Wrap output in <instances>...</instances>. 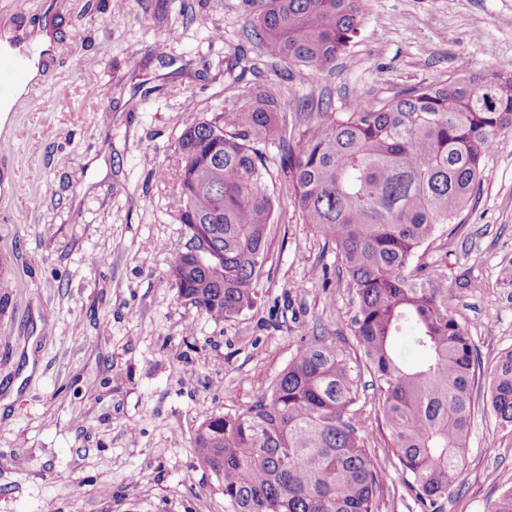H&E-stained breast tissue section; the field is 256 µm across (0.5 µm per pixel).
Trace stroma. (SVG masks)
Instances as JSON below:
<instances>
[{
  "instance_id": "35a3bbf8",
  "label": "stroma",
  "mask_w": 512,
  "mask_h": 512,
  "mask_svg": "<svg viewBox=\"0 0 512 512\" xmlns=\"http://www.w3.org/2000/svg\"><path fill=\"white\" fill-rule=\"evenodd\" d=\"M257 0H0V32L58 38L47 78L0 139V512H228L194 453L207 418L245 409L305 334L351 340L352 295L334 244L302 223L271 176L274 239L254 305L211 319L182 298L170 260L188 241L172 208L186 127L233 111L262 85L349 111L397 90L512 64V0H372L330 72L269 56L251 37ZM448 290L479 352L461 480L444 512H488L512 486V430L487 404L512 350V131L471 203L416 254ZM39 370L27 373L28 361ZM384 468L378 512H420L373 401L362 412Z\"/></svg>"
}]
</instances>
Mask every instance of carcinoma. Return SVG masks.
Here are the masks:
<instances>
[{"label": "carcinoma", "mask_w": 512, "mask_h": 512, "mask_svg": "<svg viewBox=\"0 0 512 512\" xmlns=\"http://www.w3.org/2000/svg\"><path fill=\"white\" fill-rule=\"evenodd\" d=\"M367 10L366 0H266L252 32L314 78L336 66ZM307 108L257 87L224 122L184 130L173 208L189 234L207 238L211 256L178 252L170 277L215 320L252 307L274 213L258 145L279 142V169L303 222L341 255L353 337L403 488L423 512H443L463 472L478 352L448 314V289L411 265L470 203L486 156L512 130V71L419 84L348 112ZM405 337L421 356L415 367L400 354ZM364 391L342 342L314 332L268 392L204 421L193 447L221 479L231 512H377L382 470L358 426ZM489 406L512 428V350L491 371Z\"/></svg>", "instance_id": "obj_1"}]
</instances>
